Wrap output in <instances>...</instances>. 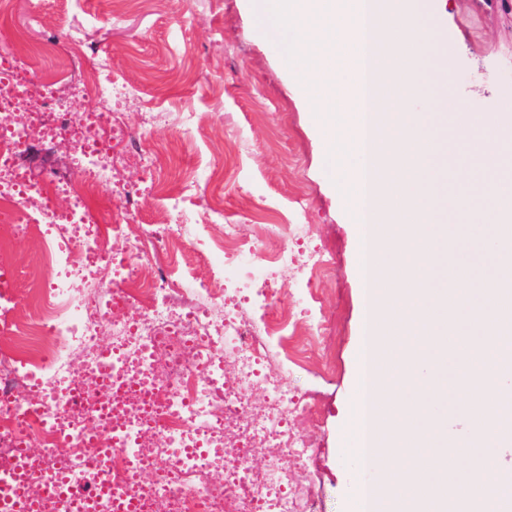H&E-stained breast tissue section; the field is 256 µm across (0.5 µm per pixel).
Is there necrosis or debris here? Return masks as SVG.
Segmentation results:
<instances>
[{
    "label": "necrosis or debris",
    "mask_w": 512,
    "mask_h": 512,
    "mask_svg": "<svg viewBox=\"0 0 512 512\" xmlns=\"http://www.w3.org/2000/svg\"><path fill=\"white\" fill-rule=\"evenodd\" d=\"M3 66L0 246L41 230L44 276L27 302L36 318L0 323L12 336L0 345V512L23 499L37 501L40 512H121L127 493L134 512H320L313 499L298 507L290 490V470L312 446L304 429L316 406L260 368L272 337L299 324L333 361V328L306 306L276 322L245 315L243 299L264 307L274 297L270 279L248 275L199 289L201 307H176L175 284L160 272L141 279L139 267L150 253L160 268L163 245L190 237L182 202L200 184L186 178L169 195L170 223L139 222L143 187L114 177L115 147L128 132L113 107L134 98L135 88L115 91L99 63L69 96H55L48 77L30 67L27 47L0 24ZM91 98L97 108L83 111ZM35 138L70 145L74 176L34 185L23 157ZM105 185L126 202L108 219L92 209ZM121 230L125 247L116 251L109 240ZM315 239L309 224H228L217 245L225 265L249 254L318 286L334 271ZM292 240L304 251L290 249ZM134 307L131 323L125 314ZM257 386L265 394L259 407L249 402ZM21 447L27 456L18 455ZM262 448L271 454L252 469L247 461ZM104 470L108 491L100 488ZM144 470L151 481L138 479ZM55 482L85 499L49 494Z\"/></svg>",
    "instance_id": "necrosis-or-debris-1"
}]
</instances>
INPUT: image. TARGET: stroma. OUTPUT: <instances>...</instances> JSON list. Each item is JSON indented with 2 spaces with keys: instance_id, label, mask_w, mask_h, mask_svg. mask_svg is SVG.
Segmentation results:
<instances>
[{
  "instance_id": "obj_1",
  "label": "stroma",
  "mask_w": 512,
  "mask_h": 512,
  "mask_svg": "<svg viewBox=\"0 0 512 512\" xmlns=\"http://www.w3.org/2000/svg\"><path fill=\"white\" fill-rule=\"evenodd\" d=\"M451 50V79L425 84V98L453 97L476 112L505 114L512 103V0H429ZM260 0H145L113 16L111 0H68L60 15L56 0H12L8 24L33 46L62 42L68 27L80 29L79 50L38 58L39 72L51 75L66 96L70 81L90 62L106 61L113 81L138 88L142 98L123 120L133 137H144L159 157L158 182L177 187L188 173L202 179L200 197L186 201L199 226L194 247L170 249L172 278L213 284L225 267L212 241L214 224L204 207L212 188L211 170L224 171V222L265 224L264 207L281 211L292 224H313L318 241L332 251L337 274L320 292L323 319L336 331L337 370L331 381L314 368L296 370L287 380L297 394L317 392L321 420L308 429L313 443L292 479L299 499L317 496L323 512H345L356 474L342 461L337 442L352 394L354 352L365 306L356 254V231L332 185L334 172L314 133L291 76L268 38L258 33ZM145 112L168 113L167 122L146 125ZM35 182L72 174L70 151L34 143L28 159ZM304 208H294L297 195ZM41 242L23 238L0 249V268L12 272L14 296H24L38 276Z\"/></svg>"
}]
</instances>
